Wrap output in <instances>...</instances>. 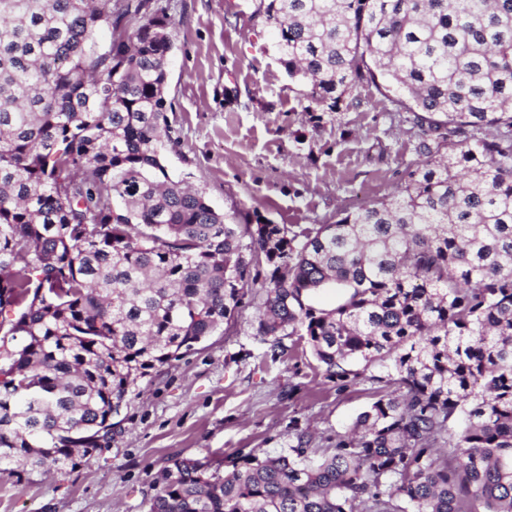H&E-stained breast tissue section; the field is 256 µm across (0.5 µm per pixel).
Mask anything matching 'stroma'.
I'll return each instance as SVG.
<instances>
[{"mask_svg": "<svg viewBox=\"0 0 512 512\" xmlns=\"http://www.w3.org/2000/svg\"><path fill=\"white\" fill-rule=\"evenodd\" d=\"M174 27L166 112L171 176L216 209L237 203L252 220L290 230L332 224L344 211L393 194L421 157L418 130L373 85L359 109L330 111L280 61L258 0H153ZM254 288L231 323L179 361L139 382L106 448L64 474L19 480L0 473V512H145L170 458L269 454L293 428L332 452L380 392L379 366L347 386L325 379L305 344L284 338L271 360L256 332Z\"/></svg>", "mask_w": 512, "mask_h": 512, "instance_id": "stroma-1", "label": "stroma"}]
</instances>
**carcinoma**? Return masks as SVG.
I'll return each mask as SVG.
<instances>
[{
  "label": "carcinoma",
  "mask_w": 512,
  "mask_h": 512,
  "mask_svg": "<svg viewBox=\"0 0 512 512\" xmlns=\"http://www.w3.org/2000/svg\"><path fill=\"white\" fill-rule=\"evenodd\" d=\"M256 15L311 100L358 107L371 83L439 133L396 195L301 239L168 172L164 10L0 0V472L89 462L137 381L231 321L264 262L271 349L298 337L341 386L382 366L383 394L331 456L296 427L277 455L172 458L146 512H512V0Z\"/></svg>",
  "instance_id": "1"
}]
</instances>
